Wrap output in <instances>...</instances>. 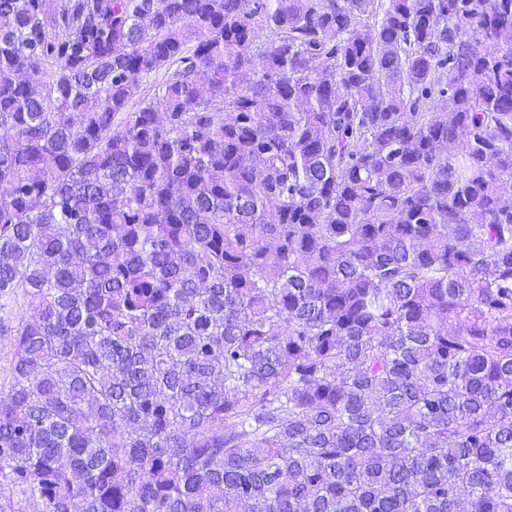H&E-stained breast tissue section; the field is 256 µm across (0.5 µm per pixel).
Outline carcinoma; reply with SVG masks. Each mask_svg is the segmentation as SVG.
I'll use <instances>...</instances> for the list:
<instances>
[{
	"label": "carcinoma",
	"mask_w": 512,
	"mask_h": 512,
	"mask_svg": "<svg viewBox=\"0 0 512 512\" xmlns=\"http://www.w3.org/2000/svg\"><path fill=\"white\" fill-rule=\"evenodd\" d=\"M245 2L0 0V512H512V0Z\"/></svg>",
	"instance_id": "1"
}]
</instances>
